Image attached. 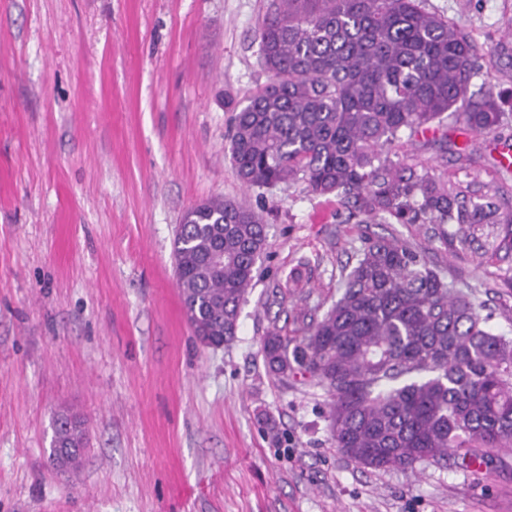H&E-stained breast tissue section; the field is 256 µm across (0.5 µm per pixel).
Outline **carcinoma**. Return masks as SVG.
I'll use <instances>...</instances> for the list:
<instances>
[{"label": "carcinoma", "mask_w": 512, "mask_h": 512, "mask_svg": "<svg viewBox=\"0 0 512 512\" xmlns=\"http://www.w3.org/2000/svg\"><path fill=\"white\" fill-rule=\"evenodd\" d=\"M269 81L235 112L230 154L247 187L296 181L334 194L369 218L430 224L448 251L477 269L512 247V207L496 176H438L394 161L402 138L461 123L477 136L503 126L492 89L469 94L477 52L423 0H270L259 26ZM176 280L194 335L227 344L265 241L263 217L212 199L184 216ZM224 253V266L206 261ZM471 293L453 287L422 252L395 238L366 242L342 293L291 342L269 332L270 371L301 370L330 394L336 448L374 470L413 471L449 458L488 465L512 448V337L493 332ZM50 457L75 470L84 428L53 423Z\"/></svg>", "instance_id": "obj_1"}]
</instances>
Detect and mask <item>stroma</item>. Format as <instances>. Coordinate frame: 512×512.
I'll return each instance as SVG.
<instances>
[{"instance_id":"1","label":"stroma","mask_w":512,"mask_h":512,"mask_svg":"<svg viewBox=\"0 0 512 512\" xmlns=\"http://www.w3.org/2000/svg\"><path fill=\"white\" fill-rule=\"evenodd\" d=\"M268 0H0V512H512V450L489 466L357 465L336 448L326 390L260 350L339 297L369 238L422 250L512 336V249L484 269L421 224L350 218L304 183L246 187L236 110L268 81ZM472 41L512 115V0H424ZM392 150L455 171L490 138ZM264 213L266 244L235 339L204 347L176 283L184 212L212 198ZM86 422L79 472L49 454L55 416Z\"/></svg>"}]
</instances>
